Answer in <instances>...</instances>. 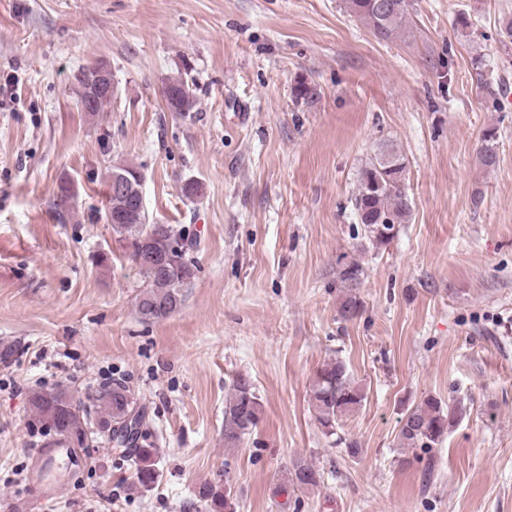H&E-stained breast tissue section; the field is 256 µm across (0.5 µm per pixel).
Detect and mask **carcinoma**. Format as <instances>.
<instances>
[{"label": "carcinoma", "mask_w": 512, "mask_h": 512, "mask_svg": "<svg viewBox=\"0 0 512 512\" xmlns=\"http://www.w3.org/2000/svg\"><path fill=\"white\" fill-rule=\"evenodd\" d=\"M397 8L384 11L381 0H346V8L358 21L366 25L380 40H392L403 34L408 24V0H394ZM195 84L178 77L168 81L164 97L169 111L190 112L195 105ZM316 95V89L301 79L293 87L296 101L307 103ZM499 136L495 127L487 128L481 138L477 161L485 169L496 167L498 162ZM406 162L403 154L392 144L384 142L360 168L357 186L351 198L357 224L363 231L364 247L380 249L389 246L398 236L401 225L407 223L412 206L405 188ZM154 224H114L112 230L116 242L136 257L141 243ZM187 239L173 225L157 241L160 250L170 253L165 272L153 266L139 264L146 279L145 288L137 298V312L142 320L157 322L169 317L180 308L177 296L185 280L194 279L195 265L186 259ZM365 269L362 263L343 254L336 258V279L345 294L338 307V316L351 321L363 313V302L358 288L363 283ZM129 387L123 381L101 385L92 395L91 404L70 395V390L57 385L49 390L35 391L29 398L31 413L42 425L41 444L47 447L60 445L74 452L94 441L96 432L91 430L97 423L112 447L120 453L134 457L136 483L142 491H148L157 483L159 470L158 448L147 438L144 428L149 424L146 405L139 406L134 418L125 422L130 410L124 392ZM365 400L364 387L350 374L341 359L324 363L315 373L309 389V405L323 434L335 438V443L345 445L347 452L356 457L360 444L337 435V430L347 417L356 413ZM463 413L459 402L445 404L430 396L420 404L408 408L399 421L397 444L405 450L421 449L427 453L438 447L448 432L449 425ZM262 420L261 404L251 379L239 374L231 383L224 400V445L237 448L258 428ZM321 473L313 465L299 459L284 477L280 491H288V485L315 487L320 484ZM199 500L206 512H236L230 494L210 483L198 490Z\"/></svg>", "instance_id": "obj_1"}]
</instances>
